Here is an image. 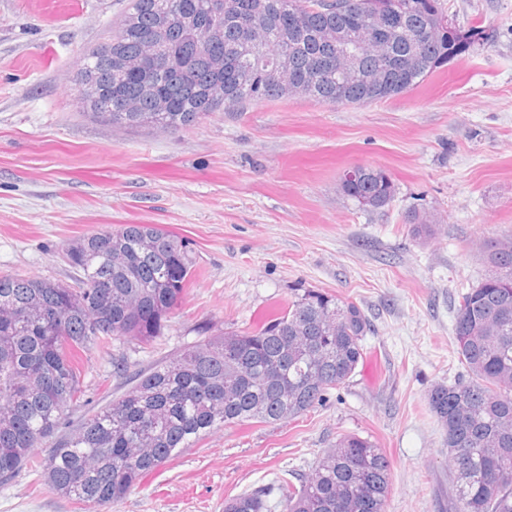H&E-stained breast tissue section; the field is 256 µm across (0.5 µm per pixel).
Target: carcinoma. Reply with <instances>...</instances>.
Segmentation results:
<instances>
[{"label":"carcinoma","instance_id":"carcinoma-1","mask_svg":"<svg viewBox=\"0 0 512 512\" xmlns=\"http://www.w3.org/2000/svg\"><path fill=\"white\" fill-rule=\"evenodd\" d=\"M133 0L112 38L88 50L77 100L125 130L176 133L210 114L303 96L368 104L422 84L483 37L448 21L444 0H231L222 16L206 0ZM391 11L380 35L363 7ZM282 59L285 75L263 65ZM341 192L383 209L396 188L382 169L358 166ZM418 234L434 232L425 211ZM493 274L462 295L454 335L468 378L438 383L427 400L456 472L453 512H512V235L483 246ZM73 284L0 275V484L28 465L56 493L111 512L149 473L207 433L278 422L322 405L363 359L369 322L352 302L305 289L261 328L210 336L133 377L129 392L70 433L61 420L84 394L77 350L116 340L149 343L190 285L187 242L150 224L86 234L65 249ZM52 440L44 458L31 454ZM387 457L368 438L340 437L311 473L283 479V512H386ZM268 492H244L224 512H270Z\"/></svg>","mask_w":512,"mask_h":512}]
</instances>
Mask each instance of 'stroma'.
<instances>
[{"label":"stroma","mask_w":512,"mask_h":512,"mask_svg":"<svg viewBox=\"0 0 512 512\" xmlns=\"http://www.w3.org/2000/svg\"><path fill=\"white\" fill-rule=\"evenodd\" d=\"M130 0H0V274L71 282L63 253L86 233L152 224L185 239L196 272L159 339L80 351L77 425L132 372L205 337L261 327L299 288L355 303L365 356L328 401L286 422L228 425L145 476L112 512H224L226 499L306 473L346 434L390 464L387 512H448L454 473L432 386L466 378L454 322L488 272L484 241L512 233V0H446L486 32L406 94L366 105L294 96L216 112L175 134L84 114L74 83ZM355 166L389 173L388 207L340 190ZM437 231L412 232V211ZM0 512H87L43 473L0 485Z\"/></svg>","instance_id":"stroma-1"}]
</instances>
